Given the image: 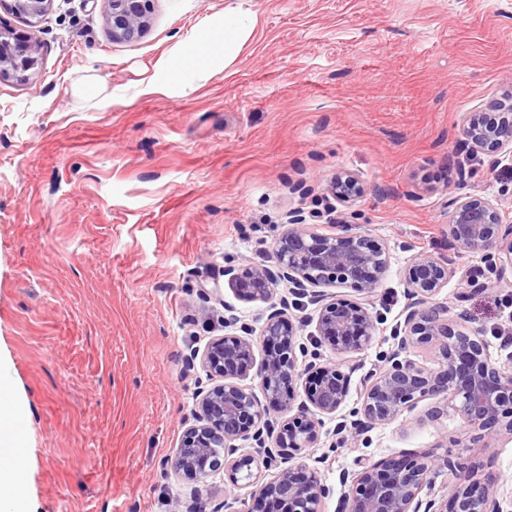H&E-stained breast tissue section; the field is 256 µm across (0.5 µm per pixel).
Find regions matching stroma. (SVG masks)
<instances>
[{
	"label": "stroma",
	"instance_id": "obj_1",
	"mask_svg": "<svg viewBox=\"0 0 512 512\" xmlns=\"http://www.w3.org/2000/svg\"><path fill=\"white\" fill-rule=\"evenodd\" d=\"M228 2L154 0L147 32L124 43L103 0H54L29 80L0 82V378L25 423V512H220L233 498L224 473L201 485L167 466L211 385L188 359L227 317L261 330L266 303L239 298L225 266L272 265L289 212L335 208L325 186L342 169L366 187L343 219L389 257L353 381L390 351L418 252L483 269L486 288L453 279L437 299L512 369V288L453 249L445 192L512 210V160L469 157L461 134L466 113L512 88V0H251L257 27L228 68L137 95ZM357 402L294 458L329 488L324 512L342 472L430 448L436 495L474 468L512 494V439L454 447L467 426L431 420L425 400L340 442Z\"/></svg>",
	"mask_w": 512,
	"mask_h": 512
}]
</instances>
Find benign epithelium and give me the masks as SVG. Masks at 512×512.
I'll return each instance as SVG.
<instances>
[{"label":"benign epithelium","instance_id":"obj_1","mask_svg":"<svg viewBox=\"0 0 512 512\" xmlns=\"http://www.w3.org/2000/svg\"><path fill=\"white\" fill-rule=\"evenodd\" d=\"M54 0H0V10L21 19L28 32L0 27V81L29 80L38 64L33 32L51 10ZM105 18L112 40H139L150 24L152 0H104ZM464 144L472 154L512 158V92L494 96L470 112L462 124ZM326 190L342 206L355 205L365 194L361 178L338 171ZM448 231L454 247L464 254L482 255L493 263L495 283L512 288V224L504 218L500 202L479 194L448 191ZM334 225L318 233L313 222ZM271 266H249L242 271L224 268L228 284L249 300L268 304L261 330L265 348L255 358L252 329L211 339L201 357L209 379L221 383L198 392L199 415L189 426L170 468L177 476L197 482L224 470L237 487L241 479L247 493L234 498L237 512H323L327 488L315 474L288 465L294 455L316 448L322 415H333L346 403L355 365L348 359L316 364L298 363L296 337L302 322L286 317L292 306L307 298L317 304L316 335L337 354H358L370 344L376 317L363 303L349 302L326 292L351 288L371 300L389 269L383 246L371 236L317 211L293 212L288 229L275 242ZM471 288L467 273L426 252L414 254L403 271L410 307L394 336L397 349L382 368L363 379L355 419L342 422L336 433L350 428L385 426L412 413L418 403L432 404L431 417L452 411L476 439L489 445L512 437V373L496 366L480 330L448 305L436 301L452 277ZM288 285V295L276 297V288ZM438 351L439 366L431 369L403 356L409 348ZM260 379L262 395L249 381ZM304 400L292 413L298 392ZM281 415L279 428L271 412ZM251 440L262 458L239 451L237 441ZM439 456L432 449L359 464L341 474L348 487L337 512H506L512 506L499 490V477L487 472L480 480L457 475L448 484L444 503L432 498L429 474ZM276 468L269 480L254 477L252 465Z\"/></svg>","mask_w":512,"mask_h":512}]
</instances>
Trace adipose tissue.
Listing matches in <instances>:
<instances>
[{
    "instance_id": "obj_1",
    "label": "adipose tissue",
    "mask_w": 512,
    "mask_h": 512,
    "mask_svg": "<svg viewBox=\"0 0 512 512\" xmlns=\"http://www.w3.org/2000/svg\"><path fill=\"white\" fill-rule=\"evenodd\" d=\"M256 14L250 0H231L221 20L200 21L157 65L140 88L147 95L176 84L193 89L197 80L228 67L250 39ZM17 407L8 384L0 382V512H14L23 495L22 449L12 431Z\"/></svg>"
}]
</instances>
